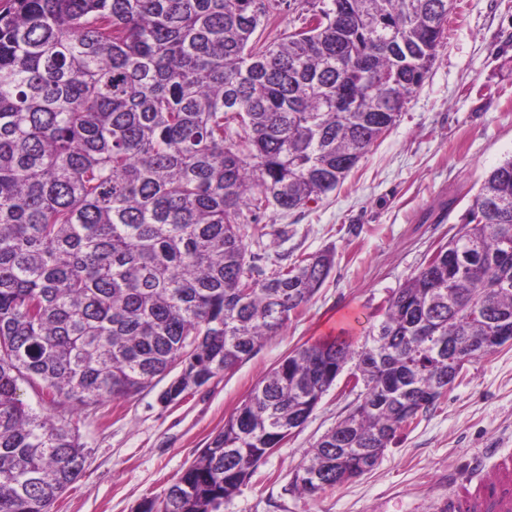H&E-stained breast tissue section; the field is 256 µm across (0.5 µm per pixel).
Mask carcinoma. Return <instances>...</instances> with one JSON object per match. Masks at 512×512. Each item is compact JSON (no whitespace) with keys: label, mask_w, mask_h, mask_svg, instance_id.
I'll use <instances>...</instances> for the list:
<instances>
[{"label":"carcinoma","mask_w":512,"mask_h":512,"mask_svg":"<svg viewBox=\"0 0 512 512\" xmlns=\"http://www.w3.org/2000/svg\"><path fill=\"white\" fill-rule=\"evenodd\" d=\"M0 0V512H51L81 475L78 415L180 370L166 404L234 368L305 307L327 250L267 274L270 208L333 192L423 85L452 0ZM512 326V157L362 345L291 351L137 512H219L345 368L356 399L306 451L315 497L378 463L448 395L456 360Z\"/></svg>","instance_id":"1"}]
</instances>
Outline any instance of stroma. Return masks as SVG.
<instances>
[{
	"instance_id": "stroma-1",
	"label": "stroma",
	"mask_w": 512,
	"mask_h": 512,
	"mask_svg": "<svg viewBox=\"0 0 512 512\" xmlns=\"http://www.w3.org/2000/svg\"><path fill=\"white\" fill-rule=\"evenodd\" d=\"M512 156V0H455L448 37L396 125L335 192L268 211L253 240L264 271L324 250L335 264L312 301L249 359L182 399L165 382L82 409L83 472L52 512H135L162 496L290 351L338 334L362 343L377 310L458 230L482 177ZM338 377L305 427L263 459L221 512H440L448 476L512 448V344L464 365L459 384L376 466L317 497L292 491L304 453L348 412Z\"/></svg>"
}]
</instances>
